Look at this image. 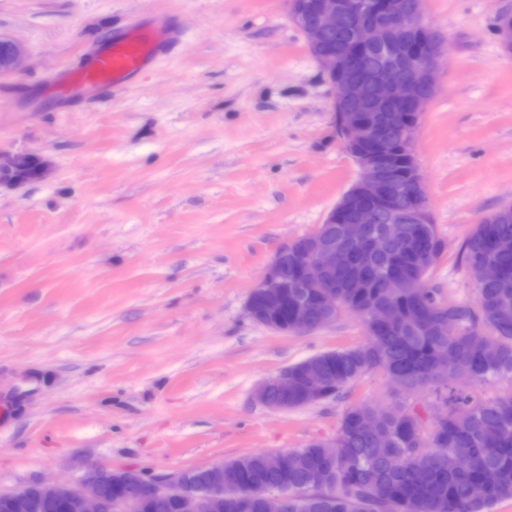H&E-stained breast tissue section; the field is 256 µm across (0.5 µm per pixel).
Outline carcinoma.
Masks as SVG:
<instances>
[{
  "label": "carcinoma",
  "instance_id": "1",
  "mask_svg": "<svg viewBox=\"0 0 512 512\" xmlns=\"http://www.w3.org/2000/svg\"><path fill=\"white\" fill-rule=\"evenodd\" d=\"M41 174L31 156H18L5 173L26 182ZM416 225H405L403 238L386 253L341 243L342 256L329 278L336 282V312L351 306L370 309L395 301L400 310L383 325L364 323L366 340L352 348L322 352L291 366L298 374V406L318 404L308 395L303 373L320 370L333 400L365 374L394 372L400 391L431 390L443 414L431 423L403 410L394 420L372 402L352 404L336 433V461L322 456L314 441L288 452L241 456L224 463V479L252 496L224 497V512H266L258 490L288 491V512H492L512 498V395L489 398L485 386L512 380V215L494 211L475 225L459 255L475 290L472 302L445 298L441 289L393 288L399 267L424 274L446 248L439 239L426 254L415 240ZM493 264L499 277L478 279ZM451 320L455 328L444 330ZM448 353V375L462 384L429 374L431 362ZM363 414L369 429L360 427Z\"/></svg>",
  "mask_w": 512,
  "mask_h": 512
}]
</instances>
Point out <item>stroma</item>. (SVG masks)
Here are the masks:
<instances>
[{"instance_id": "stroma-1", "label": "stroma", "mask_w": 512, "mask_h": 512, "mask_svg": "<svg viewBox=\"0 0 512 512\" xmlns=\"http://www.w3.org/2000/svg\"><path fill=\"white\" fill-rule=\"evenodd\" d=\"M512 0H424L446 42L416 138L447 243L431 284L475 298L458 248L512 205ZM168 16L175 47L128 85L65 110L51 89L112 34ZM25 61L0 75V149L48 165L0 187V492L89 466L187 471L335 437L347 406L430 393L369 373L336 400L280 411L262 380L361 344L346 312L284 335L245 314L277 249L314 232L358 179L331 91L285 0H0Z\"/></svg>"}]
</instances>
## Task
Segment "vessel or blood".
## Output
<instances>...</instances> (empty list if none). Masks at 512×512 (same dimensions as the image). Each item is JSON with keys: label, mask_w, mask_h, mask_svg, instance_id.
<instances>
[{"label": "vessel or blood", "mask_w": 512, "mask_h": 512, "mask_svg": "<svg viewBox=\"0 0 512 512\" xmlns=\"http://www.w3.org/2000/svg\"><path fill=\"white\" fill-rule=\"evenodd\" d=\"M178 36L164 18L153 16L137 27L112 37L108 45L79 68L56 80L61 101L122 85Z\"/></svg>", "instance_id": "1"}]
</instances>
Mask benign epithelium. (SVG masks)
I'll use <instances>...</instances> for the list:
<instances>
[{"label": "benign epithelium", "mask_w": 512, "mask_h": 512, "mask_svg": "<svg viewBox=\"0 0 512 512\" xmlns=\"http://www.w3.org/2000/svg\"><path fill=\"white\" fill-rule=\"evenodd\" d=\"M291 21L305 37L310 54L329 83L333 100L336 136L357 164L358 180L343 194L326 223H336V211L346 209L349 223L342 233L351 242H367L376 250L386 241L400 239L402 225H419V241L434 237L427 187L415 155L419 118L437 92V74L445 47L435 31L423 21V0H288ZM352 31L363 52L376 54L382 66L360 79L352 71L360 66L358 56L328 52L327 37L338 38ZM499 41L512 49V14L499 21ZM426 44L429 50L419 51ZM8 58L0 63V74L17 69L23 48L7 42ZM395 112H412L413 123L401 125L398 137L391 135ZM388 212L384 234L369 232L381 209ZM298 252L301 274L288 276V253ZM339 251L333 237L315 231L303 240L281 247L264 276L248 297L245 311L252 321L281 333L311 330L309 300L319 298L322 322L336 321V284L327 275L336 268ZM282 288L294 289L292 317L278 325L268 317L261 300L277 295ZM297 378L288 370L263 380L255 398L277 410L293 404ZM212 485L202 490L183 491L182 474L154 475L142 469L98 467L86 470L74 481H42L10 492L16 512H36L50 505L61 512H140L150 501L162 512L178 502L180 512H224V464L206 468Z\"/></svg>", "instance_id": "7a95c632"}]
</instances>
